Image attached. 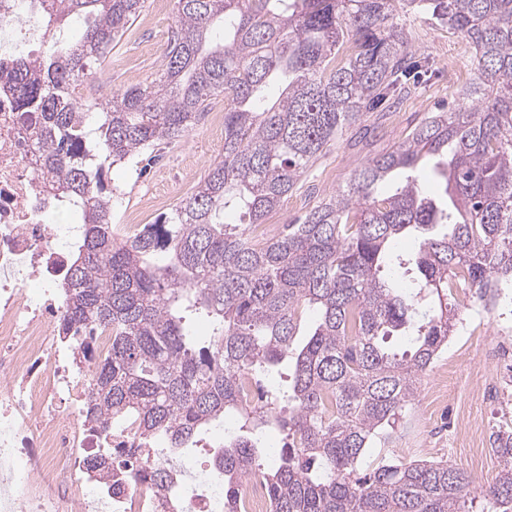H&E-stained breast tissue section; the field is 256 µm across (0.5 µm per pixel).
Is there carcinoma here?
Masks as SVG:
<instances>
[{
	"label": "carcinoma",
	"instance_id": "carcinoma-1",
	"mask_svg": "<svg viewBox=\"0 0 512 512\" xmlns=\"http://www.w3.org/2000/svg\"><path fill=\"white\" fill-rule=\"evenodd\" d=\"M395 2L468 40L472 82L455 108L369 158L281 233L260 236L344 129L419 83ZM146 3L49 0V59L16 62L4 82L22 111L41 113L53 191L87 202L60 284L66 333L112 334L87 413L104 429L131 421L140 444L162 436L177 452L235 415L239 429L213 456L224 512H242L241 483L256 473L272 512H469L471 477L446 461L361 467L448 345L458 289L512 284V0H173L159 78L90 112L79 76ZM80 18L89 23L79 37L64 40ZM219 96L224 147L194 193L115 241L105 173L183 138ZM426 157L438 159L445 203L418 184ZM393 172L404 184L378 193ZM230 212L248 222L226 223ZM414 232L417 251L392 253L395 276L383 279L386 249ZM305 311L315 328L299 344ZM395 332L413 352L385 346ZM283 367L287 390L262 385ZM270 430L284 444L267 465L260 438ZM496 453L483 512H512V441Z\"/></svg>",
	"mask_w": 512,
	"mask_h": 512
}]
</instances>
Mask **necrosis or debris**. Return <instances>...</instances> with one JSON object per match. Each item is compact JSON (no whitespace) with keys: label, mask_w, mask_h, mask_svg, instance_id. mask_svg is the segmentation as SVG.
I'll list each match as a JSON object with an SVG mask.
<instances>
[{"label":"necrosis or debris","mask_w":512,"mask_h":512,"mask_svg":"<svg viewBox=\"0 0 512 512\" xmlns=\"http://www.w3.org/2000/svg\"><path fill=\"white\" fill-rule=\"evenodd\" d=\"M37 13L35 0L0 7V74L17 59L45 55ZM39 141V124L0 89V512H222L210 464L162 495L147 481H107L87 464L105 446L123 464L135 427L96 430L86 415L92 373L112 338L97 329L85 350L62 329L59 283L78 208L50 189ZM59 214L69 222L51 224Z\"/></svg>","instance_id":"4bbe7bcc"}]
</instances>
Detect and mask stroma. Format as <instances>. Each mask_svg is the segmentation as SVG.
<instances>
[{
  "mask_svg": "<svg viewBox=\"0 0 512 512\" xmlns=\"http://www.w3.org/2000/svg\"><path fill=\"white\" fill-rule=\"evenodd\" d=\"M402 22L418 55L431 67L425 88L389 101L385 111L368 113L361 124L346 129L315 163L301 191L287 197L267 217L268 233L277 232L304 207L338 191L356 167L398 145L427 113L452 102L456 86L472 79L474 50L462 35L426 14H410ZM175 26L172 0L162 5L148 0L106 59L93 64L90 75L83 79L81 92L88 103L97 105L112 91L158 78L161 51ZM223 119L224 101L219 98L180 142L161 146L159 161L149 162L143 154L113 166L107 174L113 189V224L154 223L193 193L210 162L222 151ZM494 339L489 323L472 322L457 329L440 357L420 375L415 399L403 411L395 431L372 441L366 462L396 456L446 461L473 477V509L481 512L479 492L493 482L498 459L492 452L477 455L469 435L460 432L457 417L460 407L467 406L483 425L504 418L501 406L472 400L469 394L472 382L494 373L483 358L484 348Z\"/></svg>",
  "mask_w": 512,
  "mask_h": 512,
  "instance_id": "1",
  "label": "stroma"
}]
</instances>
